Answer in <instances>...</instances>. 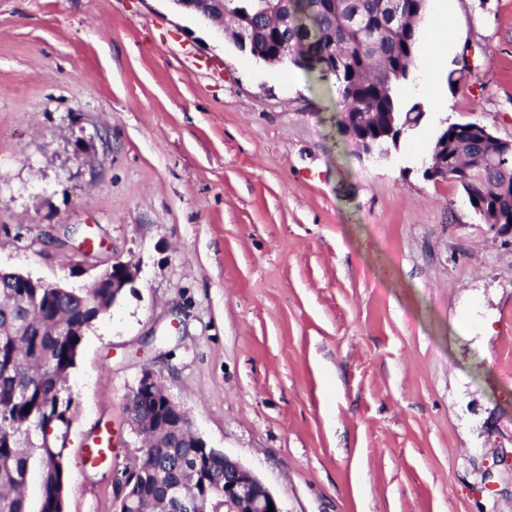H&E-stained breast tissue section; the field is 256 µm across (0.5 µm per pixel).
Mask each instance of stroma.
<instances>
[{
	"instance_id": "35a3bbf8",
	"label": "stroma",
	"mask_w": 512,
	"mask_h": 512,
	"mask_svg": "<svg viewBox=\"0 0 512 512\" xmlns=\"http://www.w3.org/2000/svg\"><path fill=\"white\" fill-rule=\"evenodd\" d=\"M416 36L400 100L448 112L379 157L335 77L175 0H0V271L139 269L67 379L65 512H115L148 370L284 512H512V230L424 175L446 123L512 140V0H427ZM86 463L95 466L109 459L112 451V430L108 423L100 425L92 439L84 445Z\"/></svg>"
}]
</instances>
